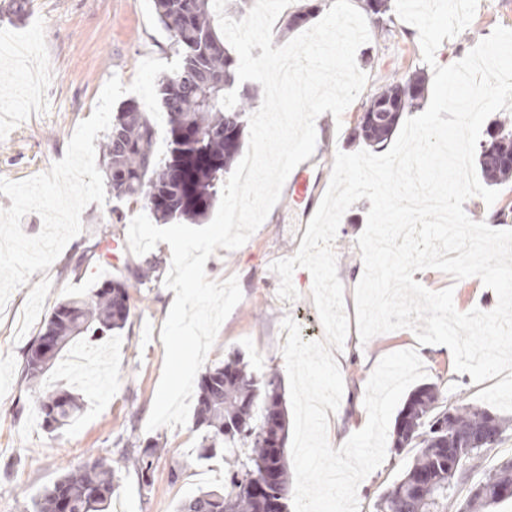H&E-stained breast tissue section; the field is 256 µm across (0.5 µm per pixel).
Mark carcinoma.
Masks as SVG:
<instances>
[{
  "instance_id": "obj_1",
  "label": "carcinoma",
  "mask_w": 512,
  "mask_h": 512,
  "mask_svg": "<svg viewBox=\"0 0 512 512\" xmlns=\"http://www.w3.org/2000/svg\"><path fill=\"white\" fill-rule=\"evenodd\" d=\"M157 19L170 33L181 58L177 72L160 83L161 105L170 134L163 157L153 150L151 121L130 102L116 115L100 150V162L112 197L142 202L154 218L200 220L213 208L242 147L248 112L259 89L238 81V58L229 50L212 13V0H154ZM370 23L391 11L390 0H366ZM320 9L307 4L282 19V30L297 29ZM425 78L414 71L394 78L370 100L368 109L388 112L406 97L409 112L424 98ZM399 122L375 123L353 139L381 148ZM496 140L478 153L481 175L490 186L512 180V121L488 132ZM161 276V261L145 258L134 270L143 285ZM130 285L106 280L85 297L54 306L24 357L22 378L35 387L59 353L80 335H104L125 328L131 311ZM56 349H41L45 337ZM33 402L49 428H60L80 411V398L66 389L34 391ZM195 424L202 429L197 455L224 454V490L206 491L183 501L177 512H284L290 494L285 445L288 417L276 369L257 374L241 354H231L206 369L198 385ZM503 420L487 407L446 406L434 384L414 389L398 413L391 451L417 449L411 464L377 502V512H483L512 501V457L500 461L475 483L466 499L456 497L468 475L462 461L496 447ZM158 444L122 454L141 483L151 486L152 457ZM118 488L117 470L103 458L68 469L24 512H109Z\"/></svg>"
}]
</instances>
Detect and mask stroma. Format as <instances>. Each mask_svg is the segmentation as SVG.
Masks as SVG:
<instances>
[{
    "label": "stroma",
    "mask_w": 512,
    "mask_h": 512,
    "mask_svg": "<svg viewBox=\"0 0 512 512\" xmlns=\"http://www.w3.org/2000/svg\"><path fill=\"white\" fill-rule=\"evenodd\" d=\"M10 2L0 0V34L31 42L27 71L37 81L36 99L29 111L0 114V178L20 181L47 172L63 158L70 137L90 117L111 76L131 84L143 59L169 62L176 54L157 19L153 0H28L27 15L21 20L10 12ZM500 25L512 28V0H485L476 10L468 35L444 40L431 65L423 60L419 34L412 25L398 20L389 29H371L369 42L356 52V63L368 76L366 86L342 117L327 112L315 122L314 154L324 174H331L337 152L362 150V143L353 141L350 132L366 103L393 77L417 70L432 79L433 65L459 61ZM370 207L363 199L348 209L334 242L344 307L351 319L356 316L355 287L364 271L357 239L366 227ZM143 210L142 203H119L112 198L88 205L81 214V232L48 270L34 273L16 288L0 311V512H22L64 469L85 466L99 457L118 458L121 445L150 440L162 448L154 459L151 487L142 488L134 470L120 469L113 512H176L198 490L224 486L223 457L201 460L196 456L200 432L194 423L146 428L165 356L161 330L172 292L163 281L130 288L131 314L122 331L100 340L78 339V346L92 355L88 374L107 379V393L93 392L84 378L58 365L40 378V390L62 387L82 397L83 409L70 424L48 430L21 378L25 352L57 303L89 295L105 279L125 278L129 267L139 262V255L128 250L106 263L82 260L81 254L105 228L127 236L130 214ZM305 232L300 214L283 196L244 245L230 251L217 248L208 259L207 277L214 281L236 277L242 299L221 325L207 364L238 350L256 369L273 367L285 372L282 347L287 336L281 324L287 317L299 324L303 340H323L311 273L295 270L292 281L298 297L288 301L279 297V278L271 269L273 262L296 254ZM413 278L431 291L453 288L454 305L461 312L489 311L497 304L495 292L474 277L453 283L447 274L427 269L414 273ZM416 346V336L408 329L379 334L364 343L357 326H350L342 349L333 353L343 379L342 427L357 421L358 399L364 396L378 361ZM419 357L426 382L437 384L448 404L475 402L481 389L493 385L489 379L474 384L471 375L458 373L442 351H423ZM415 454V449L408 448L400 455H387L360 483V512H376L380 496Z\"/></svg>",
    "instance_id": "1"
}]
</instances>
